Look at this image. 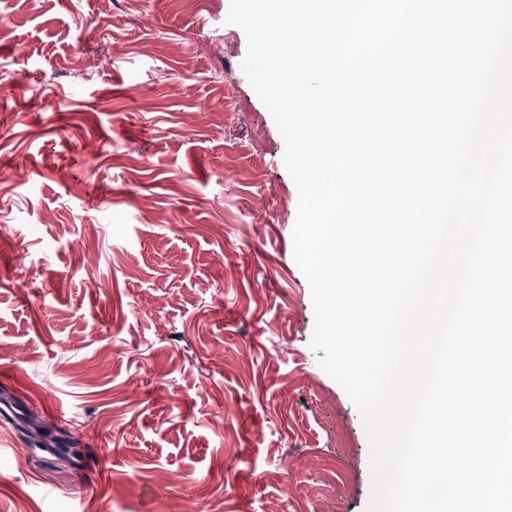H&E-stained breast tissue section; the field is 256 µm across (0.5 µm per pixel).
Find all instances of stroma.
Segmentation results:
<instances>
[{
	"instance_id": "stroma-1",
	"label": "stroma",
	"mask_w": 512,
	"mask_h": 512,
	"mask_svg": "<svg viewBox=\"0 0 512 512\" xmlns=\"http://www.w3.org/2000/svg\"><path fill=\"white\" fill-rule=\"evenodd\" d=\"M229 0H0V512H369ZM91 243L84 251L83 243Z\"/></svg>"
}]
</instances>
